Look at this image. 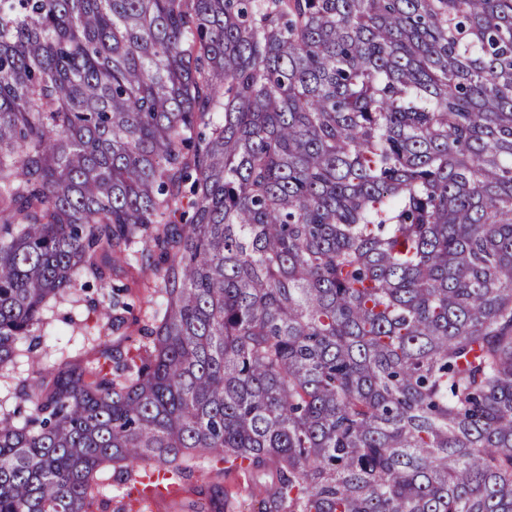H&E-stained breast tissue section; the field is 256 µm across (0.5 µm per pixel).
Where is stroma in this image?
I'll use <instances>...</instances> for the list:
<instances>
[{
  "instance_id": "stroma-1",
  "label": "stroma",
  "mask_w": 512,
  "mask_h": 512,
  "mask_svg": "<svg viewBox=\"0 0 512 512\" xmlns=\"http://www.w3.org/2000/svg\"><path fill=\"white\" fill-rule=\"evenodd\" d=\"M139 277L135 269L116 272L112 277L114 283L127 285L136 304L135 320L127 321L116 330L91 309V290L77 288L64 299L50 301L36 330L40 341L37 350L0 365V408L15 407L23 388L32 383L37 369L65 358L89 365L103 350L123 352L138 343L141 339L139 323L151 313L146 302L151 291L137 287ZM197 485L210 490L209 512H246L253 490L249 478L234 472L218 474L203 463L187 481L182 495L158 502L153 512H186L184 503L192 498L193 488Z\"/></svg>"
}]
</instances>
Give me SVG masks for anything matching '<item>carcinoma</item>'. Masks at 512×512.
<instances>
[{"instance_id": "carcinoma-1", "label": "carcinoma", "mask_w": 512, "mask_h": 512, "mask_svg": "<svg viewBox=\"0 0 512 512\" xmlns=\"http://www.w3.org/2000/svg\"><path fill=\"white\" fill-rule=\"evenodd\" d=\"M135 266L145 354L38 370L0 512L201 459L249 512H512V0H0V364Z\"/></svg>"}]
</instances>
